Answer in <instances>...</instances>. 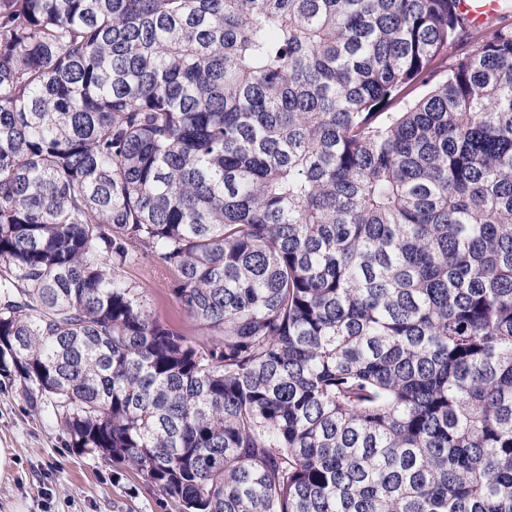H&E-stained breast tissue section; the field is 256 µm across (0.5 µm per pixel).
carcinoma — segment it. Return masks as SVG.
<instances>
[{"mask_svg":"<svg viewBox=\"0 0 512 512\" xmlns=\"http://www.w3.org/2000/svg\"><path fill=\"white\" fill-rule=\"evenodd\" d=\"M460 3L0 0V371L70 447L178 512H512V13ZM137 281L146 282L145 296L149 310L162 320L181 323L188 334H194L195 326L179 303L170 295L169 283L161 269L151 261L141 260L132 271Z\"/></svg>","mask_w":512,"mask_h":512,"instance_id":"cac0c4a2","label":"carcinoma"}]
</instances>
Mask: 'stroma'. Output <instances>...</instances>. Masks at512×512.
<instances>
[{
	"label": "stroma",
	"mask_w": 512,
	"mask_h": 512,
	"mask_svg": "<svg viewBox=\"0 0 512 512\" xmlns=\"http://www.w3.org/2000/svg\"><path fill=\"white\" fill-rule=\"evenodd\" d=\"M131 274L145 282L148 307L160 319L194 332L169 292V283L151 261ZM0 448L13 465L0 478V512H178L174 502L131 470H117L101 456L68 448L67 438L47 414L35 413L19 382L0 372Z\"/></svg>",
	"instance_id": "obj_1"
}]
</instances>
